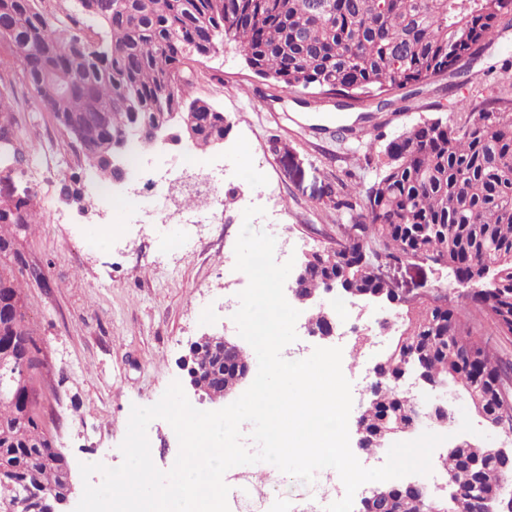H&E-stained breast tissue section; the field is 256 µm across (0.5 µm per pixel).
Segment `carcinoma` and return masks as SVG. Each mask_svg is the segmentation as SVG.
Returning <instances> with one entry per match:
<instances>
[{
	"mask_svg": "<svg viewBox=\"0 0 512 512\" xmlns=\"http://www.w3.org/2000/svg\"><path fill=\"white\" fill-rule=\"evenodd\" d=\"M42 0H0V18L13 35L0 44L12 66L0 72V120L9 122L10 149L27 156L14 113L25 103L14 80L27 87L45 82L37 98L52 112L63 145L103 182L112 180L109 157L121 141L132 149L175 116L191 138L209 151L231 123L224 113L190 93V65L230 42L256 75L316 99L346 97L391 105L394 89L427 91L432 78L498 34L512 15V0H87L81 10L104 30L112 56H96L94 42L65 12L50 15ZM382 174L370 187L356 186L331 199L354 221L353 233L334 247L321 246L304 259L296 284L319 292L327 281L349 288L378 287L373 268L421 258L456 267V277H497L488 291L473 293L461 309L438 292L411 297L397 308L392 341L378 368L380 383L361 412L374 435L384 413L407 422L411 405L394 382L410 356L423 357L430 376L444 375L470 394H494L487 411L512 422V367L498 356L497 342L512 337V74L499 93L471 104L462 123L427 118L388 141ZM0 353L16 354V393L0 399V458L16 466L14 485L0 481V512H44L17 490L24 484L50 496L60 487L67 461L43 431L39 416L45 370L42 347L23 294L25 262L16 238L42 223L35 195L9 206L0 202ZM448 482L468 490L486 477L484 492L500 461L471 465L469 449L441 461ZM387 512H426L405 488Z\"/></svg>",
	"mask_w": 512,
	"mask_h": 512,
	"instance_id": "obj_1",
	"label": "carcinoma"
}]
</instances>
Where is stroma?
<instances>
[{
	"label": "stroma",
	"instance_id": "stroma-1",
	"mask_svg": "<svg viewBox=\"0 0 512 512\" xmlns=\"http://www.w3.org/2000/svg\"><path fill=\"white\" fill-rule=\"evenodd\" d=\"M512 61V22L503 21L490 45L465 58L469 83L452 74L436 77L427 94L390 93V107L351 98L343 108L325 99L303 105L296 93L256 76L238 47L227 43L194 65L193 97L224 112L233 123L224 147L208 152L225 165L224 187L237 201L232 222L199 226L135 223L123 208L105 212L65 200L66 178L85 182L83 165L61 149L62 135L51 112L18 113L36 128L22 168L0 164V191L30 188L43 221L17 241L27 263L24 293L44 353L50 360L40 411L43 428L67 457L81 464L114 468L132 406H150L172 381L187 383L183 359L203 334L225 332L224 302L244 285L224 278L235 253L243 212L257 205L279 212L291 225L289 252L301 257L313 246L335 245L348 215L329 208L342 182L369 186L377 160H365L363 129L377 127L391 140L437 111L464 121L469 103L495 92L493 78ZM280 150H273L271 135ZM194 239L191 251L176 249L179 238ZM399 288L422 293L443 283L455 303L467 288L453 272L430 262L390 268ZM452 439L496 445L504 436L486 427L466 396L451 401Z\"/></svg>",
	"mask_w": 512,
	"mask_h": 512
}]
</instances>
